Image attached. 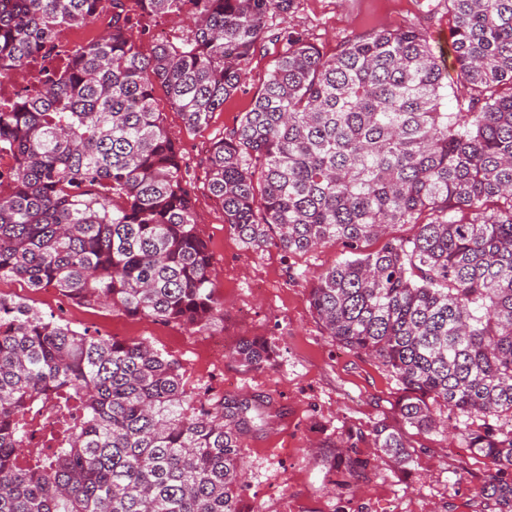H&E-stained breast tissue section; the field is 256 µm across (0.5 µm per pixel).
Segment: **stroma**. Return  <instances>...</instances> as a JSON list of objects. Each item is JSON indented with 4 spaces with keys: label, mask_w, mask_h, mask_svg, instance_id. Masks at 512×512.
I'll list each match as a JSON object with an SVG mask.
<instances>
[{
    "label": "stroma",
    "mask_w": 512,
    "mask_h": 512,
    "mask_svg": "<svg viewBox=\"0 0 512 512\" xmlns=\"http://www.w3.org/2000/svg\"><path fill=\"white\" fill-rule=\"evenodd\" d=\"M287 24L304 30L328 56L365 33L409 26L424 29L436 53H450L448 12L438 0H296ZM279 52L272 45L252 56L241 87L198 131H187L180 113L165 97L157 99L194 183L199 231L214 257L212 279L224 302L222 320L195 331L78 303L52 288L34 291L17 279L1 280L0 294L24 298L80 331L148 342L180 364L197 399L263 404L266 424L241 442L242 512H495L478 490L496 468L467 446L469 432L482 420L451 415L430 432L404 426L396 377L378 359L334 342L312 312L308 290L320 272L346 258L344 244L288 256L274 247L249 250L208 193L200 164L205 148L238 125ZM255 337L278 348L269 369L246 368L232 355L241 340ZM382 421L403 428L411 462L401 469L381 460L344 487L335 459L352 450L373 457L372 429Z\"/></svg>",
    "instance_id": "stroma-1"
}]
</instances>
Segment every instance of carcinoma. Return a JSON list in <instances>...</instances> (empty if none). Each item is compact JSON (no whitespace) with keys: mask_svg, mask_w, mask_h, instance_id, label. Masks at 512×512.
Masks as SVG:
<instances>
[{"mask_svg":"<svg viewBox=\"0 0 512 512\" xmlns=\"http://www.w3.org/2000/svg\"><path fill=\"white\" fill-rule=\"evenodd\" d=\"M456 79L423 29L372 32L324 55L273 28L295 0H0V80L43 58L59 28L106 12L96 39L39 65L28 92L0 96V280L83 304L204 329L224 317L194 185L156 90L186 128L208 125L267 42L282 51L239 125L204 158L210 195L244 246L306 253L342 241L308 302L341 346L401 383L419 431L432 407L512 423V0H442ZM186 18L142 41L156 18ZM503 207L489 212L492 199ZM427 214V221L419 218ZM409 239L362 244L395 224ZM264 369L266 339L233 351ZM258 403L195 404L180 366L142 341L77 331L0 295V512H241L240 438ZM376 456L406 465L404 435L379 423ZM468 447L497 473L479 495L512 512V429ZM370 461L344 460V487Z\"/></svg>","mask_w":512,"mask_h":512,"instance_id":"cac0c4a2","label":"carcinoma"}]
</instances>
